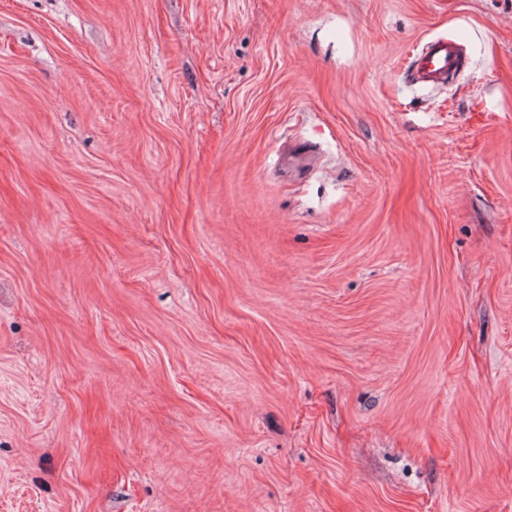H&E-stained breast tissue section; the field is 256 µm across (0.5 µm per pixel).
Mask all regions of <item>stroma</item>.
<instances>
[{
    "instance_id": "1",
    "label": "stroma",
    "mask_w": 512,
    "mask_h": 512,
    "mask_svg": "<svg viewBox=\"0 0 512 512\" xmlns=\"http://www.w3.org/2000/svg\"><path fill=\"white\" fill-rule=\"evenodd\" d=\"M0 512H512V0H0ZM461 45L452 38L436 39L428 44L415 62L420 82L437 84L461 64Z\"/></svg>"
}]
</instances>
